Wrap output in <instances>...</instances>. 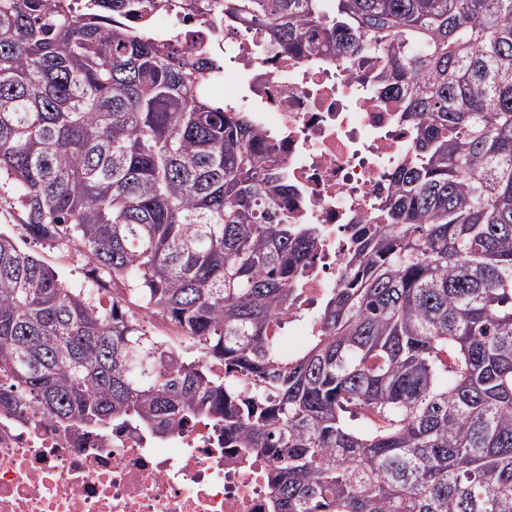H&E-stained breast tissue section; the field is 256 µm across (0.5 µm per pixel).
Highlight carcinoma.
I'll return each mask as SVG.
<instances>
[{"instance_id":"1","label":"carcinoma","mask_w":512,"mask_h":512,"mask_svg":"<svg viewBox=\"0 0 512 512\" xmlns=\"http://www.w3.org/2000/svg\"><path fill=\"white\" fill-rule=\"evenodd\" d=\"M93 2L0 0V189L95 273L73 288L0 232V407L83 434L208 421L267 457L269 512H512V0H224L291 53L372 56L413 141L299 351L269 329L319 231L288 223L279 161L208 57L114 19L144 0Z\"/></svg>"}]
</instances>
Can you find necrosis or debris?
Masks as SVG:
<instances>
[{
	"label": "necrosis or debris",
	"instance_id": "obj_1",
	"mask_svg": "<svg viewBox=\"0 0 512 512\" xmlns=\"http://www.w3.org/2000/svg\"><path fill=\"white\" fill-rule=\"evenodd\" d=\"M125 22L176 54L211 53V89L250 116L285 169L292 223L321 226L296 282L302 303L283 317L312 333L347 259V225L374 223L393 189L407 124L364 66L287 53L259 26H225L224 0H148ZM265 470L203 422L163 438L115 426L81 441L39 415L0 411V512H269Z\"/></svg>",
	"mask_w": 512,
	"mask_h": 512
}]
</instances>
